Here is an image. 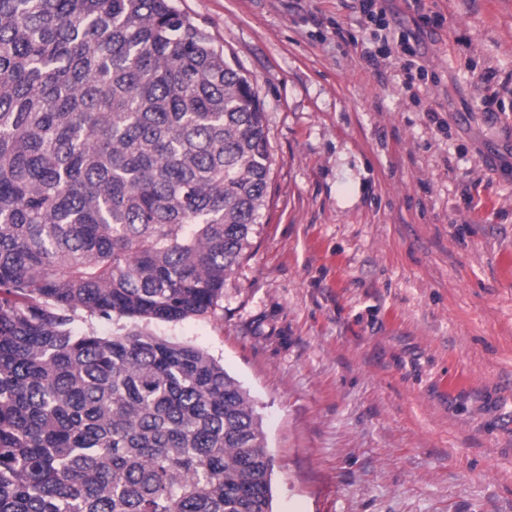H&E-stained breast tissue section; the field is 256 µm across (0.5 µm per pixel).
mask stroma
<instances>
[{"label": "stroma", "mask_w": 512, "mask_h": 512, "mask_svg": "<svg viewBox=\"0 0 512 512\" xmlns=\"http://www.w3.org/2000/svg\"><path fill=\"white\" fill-rule=\"evenodd\" d=\"M171 4L248 77L271 171L215 309L150 331L248 393L273 512H512V0H384L410 91L352 0ZM411 34L405 32H399L398 34L391 32L390 40L388 36H385V52L384 55L389 57L391 55L390 42L396 45L403 46V52L408 58H400V71L402 72V76L404 78V87L410 91L414 87V80L417 77H421L425 73V69L422 65H420L418 57V52L416 47L411 43Z\"/></svg>", "instance_id": "35a3bbf8"}]
</instances>
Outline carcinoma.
Instances as JSON below:
<instances>
[{
	"mask_svg": "<svg viewBox=\"0 0 512 512\" xmlns=\"http://www.w3.org/2000/svg\"><path fill=\"white\" fill-rule=\"evenodd\" d=\"M270 170L250 82L170 0H0V512H272L220 362L74 328L214 308Z\"/></svg>",
	"mask_w": 512,
	"mask_h": 512,
	"instance_id": "1",
	"label": "carcinoma"
}]
</instances>
